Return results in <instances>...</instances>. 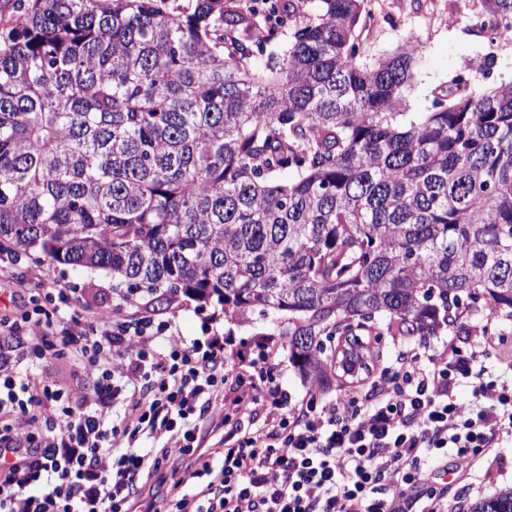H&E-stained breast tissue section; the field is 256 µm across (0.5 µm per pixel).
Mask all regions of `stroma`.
Wrapping results in <instances>:
<instances>
[{
  "label": "stroma",
  "mask_w": 512,
  "mask_h": 512,
  "mask_svg": "<svg viewBox=\"0 0 512 512\" xmlns=\"http://www.w3.org/2000/svg\"><path fill=\"white\" fill-rule=\"evenodd\" d=\"M489 5L490 0H366L367 18L359 30L362 60L368 63L386 56L406 38L417 40L420 65L408 105L409 111L415 113L431 109L441 89L472 60L485 65L484 72L471 76L475 88L510 82L512 34L501 36L491 46L484 34L470 26L471 16ZM47 278L70 288L77 307L87 316L103 312H117L126 318L134 315L133 308L125 305L119 291L113 289L108 272L51 265L1 248L0 316H13L19 297L40 294ZM155 315L175 321L180 336L188 341L215 336L245 351L255 349L258 341H265L279 362L280 384L298 398L311 387L290 359L287 314L258 315L240 323L225 318L219 310H198L195 301L182 297L171 306L156 309ZM10 366L13 371L41 378L48 385L76 370L66 353L38 359L33 343L25 337L12 351ZM451 467L468 486L459 494V503L469 506L490 498L512 488V441H503L485 455L454 458Z\"/></svg>",
  "instance_id": "obj_1"
}]
</instances>
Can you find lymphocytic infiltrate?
<instances>
[{"label":"lymphocytic infiltrate","instance_id":"lymphocytic-infiltrate-1","mask_svg":"<svg viewBox=\"0 0 512 512\" xmlns=\"http://www.w3.org/2000/svg\"><path fill=\"white\" fill-rule=\"evenodd\" d=\"M22 318L38 357L68 348L84 380L41 388L0 370V512H137L143 476L171 462L184 470L167 512H448L449 457L512 438V379L483 364L495 342L490 323L465 347L405 350L366 392L321 404L283 389L268 353L248 360L215 339L189 342L149 315L86 320L53 281ZM229 380L238 415L261 406L265 420L202 449L192 419L223 418ZM461 385L475 398L466 410L453 398ZM114 404L120 417L110 415ZM145 434L165 448L139 446ZM389 473L398 490L385 485Z\"/></svg>","mask_w":512,"mask_h":512}]
</instances>
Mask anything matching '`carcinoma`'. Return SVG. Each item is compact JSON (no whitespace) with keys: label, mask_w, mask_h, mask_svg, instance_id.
Wrapping results in <instances>:
<instances>
[{"label":"carcinoma","mask_w":512,"mask_h":512,"mask_svg":"<svg viewBox=\"0 0 512 512\" xmlns=\"http://www.w3.org/2000/svg\"><path fill=\"white\" fill-rule=\"evenodd\" d=\"M363 4L280 0L269 29L233 0H0V245L159 307L286 312L323 387L324 336L512 317V82L404 111L418 46L359 63Z\"/></svg>","instance_id":"carcinoma-1"}]
</instances>
